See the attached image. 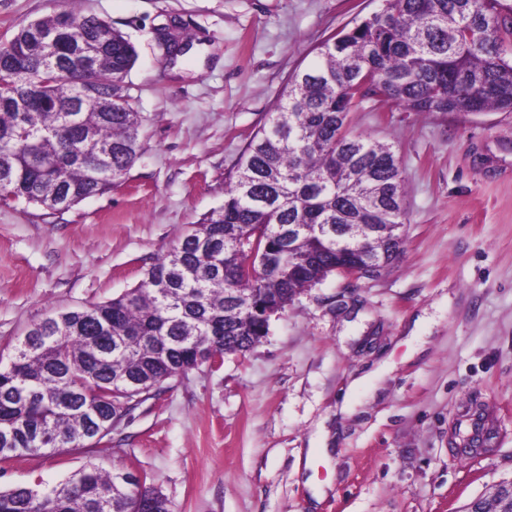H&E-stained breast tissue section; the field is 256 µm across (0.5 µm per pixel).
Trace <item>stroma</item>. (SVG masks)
<instances>
[{"label": "stroma", "instance_id": "1", "mask_svg": "<svg viewBox=\"0 0 512 512\" xmlns=\"http://www.w3.org/2000/svg\"><path fill=\"white\" fill-rule=\"evenodd\" d=\"M380 0H0V46L72 10L137 50L126 82L143 117L122 182L64 212L0 204V351L34 322L118 297L204 215L330 35ZM206 46L170 62L160 28ZM392 144L405 177L403 252L378 275H329L272 317L246 354L169 380L122 419L105 453L0 463V488L52 487L87 462L136 465L172 512H461L512 480V112H409L381 97L351 115ZM357 389H350L353 379ZM494 417L464 455L462 414ZM331 466L307 463L318 423ZM331 479L314 503L308 477Z\"/></svg>", "mask_w": 512, "mask_h": 512}]
</instances>
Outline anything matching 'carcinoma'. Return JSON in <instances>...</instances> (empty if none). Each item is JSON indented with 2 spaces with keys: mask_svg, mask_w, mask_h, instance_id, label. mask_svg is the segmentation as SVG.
<instances>
[{
  "mask_svg": "<svg viewBox=\"0 0 512 512\" xmlns=\"http://www.w3.org/2000/svg\"><path fill=\"white\" fill-rule=\"evenodd\" d=\"M85 29L98 66L84 106L83 57L42 52L61 21ZM0 57L16 89L0 92V186L68 210L119 183L143 152L140 113L124 94L137 54L122 32L79 11L18 28ZM60 69L45 83L48 65ZM371 96L410 112L512 111V7L502 0H382L317 48L248 142L224 205L192 225L137 286L32 324L0 366V461L111 439L120 420L195 362L193 347L246 352L280 310L358 251L388 253L406 223L393 146L351 128ZM90 462L32 494L0 490V512H171L167 498L118 483ZM512 512V488L492 498Z\"/></svg>",
  "mask_w": 512,
  "mask_h": 512,
  "instance_id": "obj_1",
  "label": "carcinoma"
}]
</instances>
